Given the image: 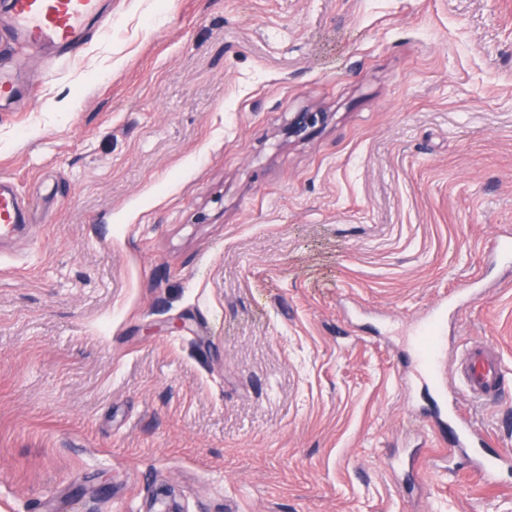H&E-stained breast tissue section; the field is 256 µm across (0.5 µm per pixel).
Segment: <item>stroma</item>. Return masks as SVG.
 Instances as JSON below:
<instances>
[{
    "label": "stroma",
    "instance_id": "obj_1",
    "mask_svg": "<svg viewBox=\"0 0 512 512\" xmlns=\"http://www.w3.org/2000/svg\"><path fill=\"white\" fill-rule=\"evenodd\" d=\"M0 108V512H512L400 379L447 300L512 453V0H107ZM298 112L321 118L286 135ZM481 298L448 300L457 281ZM26 224L25 211L16 185L10 179L0 181V237L12 235Z\"/></svg>",
    "mask_w": 512,
    "mask_h": 512
}]
</instances>
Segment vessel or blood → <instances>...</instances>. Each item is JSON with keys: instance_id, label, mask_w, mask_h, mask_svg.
Here are the masks:
<instances>
[{"instance_id": "vessel-or-blood-1", "label": "vessel or blood", "mask_w": 512, "mask_h": 512, "mask_svg": "<svg viewBox=\"0 0 512 512\" xmlns=\"http://www.w3.org/2000/svg\"><path fill=\"white\" fill-rule=\"evenodd\" d=\"M105 33L112 28V13L106 0H10L8 21L0 27V40L31 49L51 60L72 59L86 44L89 29ZM25 221V211L12 180L0 181V237L12 235ZM444 355L432 339L421 342L410 362L407 382L438 381L449 393L448 416L455 424L451 449L474 457L473 468L488 488L499 485L505 469L512 466V456L485 453L486 441L474 423L459 408L460 397L472 403L491 405L503 392L505 373L495 346L479 344L465 348L458 363L457 381H448L440 370Z\"/></svg>"}]
</instances>
